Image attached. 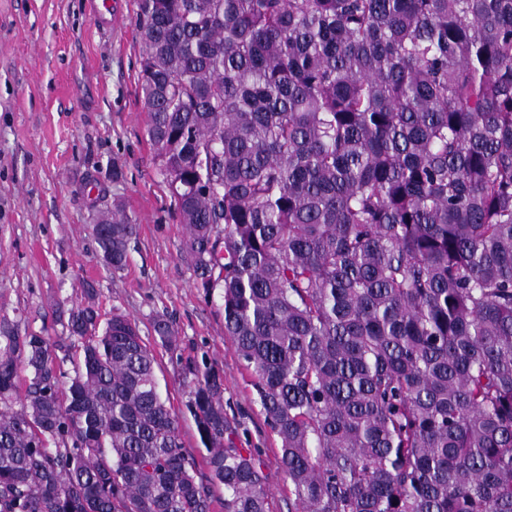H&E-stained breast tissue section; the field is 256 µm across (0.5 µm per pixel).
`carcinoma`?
Masks as SVG:
<instances>
[{
  "label": "carcinoma",
  "mask_w": 512,
  "mask_h": 512,
  "mask_svg": "<svg viewBox=\"0 0 512 512\" xmlns=\"http://www.w3.org/2000/svg\"><path fill=\"white\" fill-rule=\"evenodd\" d=\"M138 24L196 287L296 512H512V0H139ZM96 207L120 271L135 225ZM95 295L68 345L0 333V512H213L215 487L267 512L220 374L186 367L201 471Z\"/></svg>",
  "instance_id": "carcinoma-1"
}]
</instances>
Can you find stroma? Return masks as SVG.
Listing matches in <instances>:
<instances>
[{"label": "stroma", "mask_w": 512, "mask_h": 512, "mask_svg": "<svg viewBox=\"0 0 512 512\" xmlns=\"http://www.w3.org/2000/svg\"><path fill=\"white\" fill-rule=\"evenodd\" d=\"M87 3L0 0V324L65 340L68 311L83 303L88 283L101 317L122 313L143 338L166 317L179 348H156V373L185 449L204 453L185 407L191 361L223 375L237 445L264 462L268 512H294L280 443L224 334L219 292L195 286L183 226L148 140L138 0H116L119 17L107 27ZM93 174L137 226L121 271L104 265L91 233Z\"/></svg>", "instance_id": "stroma-1"}]
</instances>
